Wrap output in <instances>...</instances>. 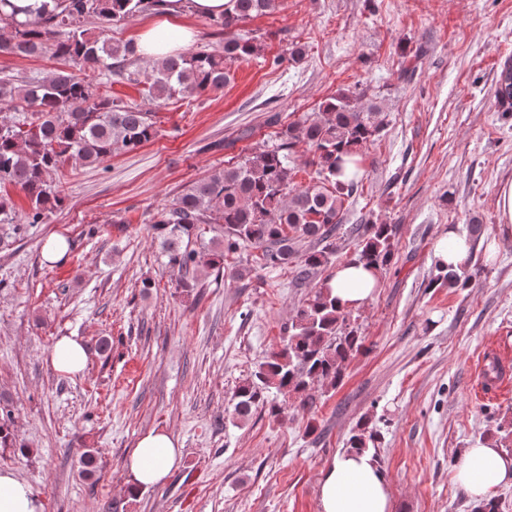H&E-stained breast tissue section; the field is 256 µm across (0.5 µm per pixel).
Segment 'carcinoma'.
<instances>
[{
    "instance_id": "obj_1",
    "label": "carcinoma",
    "mask_w": 512,
    "mask_h": 512,
    "mask_svg": "<svg viewBox=\"0 0 512 512\" xmlns=\"http://www.w3.org/2000/svg\"><path fill=\"white\" fill-rule=\"evenodd\" d=\"M25 21L0 10L11 35L0 39V54L46 55L64 66L37 80L0 82V224L17 233L19 223L41 224L63 205L52 174L68 160L93 166L121 152H132L156 136L152 115L136 106L96 93L73 69H90L124 77L144 86L153 101L216 92L231 79L232 66L255 55V39L237 28L278 10L281 0H231L232 8L213 19L224 31L220 48L169 56L145 70L128 69L139 57L137 46L112 41V26L149 12L155 0H53ZM499 106L512 110V68L501 70L496 90ZM361 95L341 93L322 101L318 111L283 128L264 144L185 188L152 224L167 265L179 275L178 287H196L197 272L224 275V261L243 250L258 251L261 268L294 265L295 278L313 283L336 256V233L344 204L357 191L360 154L384 130L380 107L360 104ZM23 112L13 120L6 112ZM303 142L314 167L310 182L298 187L294 147ZM28 203L24 219L16 217L9 188ZM212 236H204L201 225ZM356 249L347 261L388 269L394 256L392 224H360L349 229ZM468 268H437L431 285L465 288ZM363 338L340 310L322 282L294 312L281 349L266 356L252 377L233 394L234 414L245 419L257 409L276 417L281 408L268 400L270 389L300 399L310 407L320 391L336 388L347 361L359 353ZM380 433L361 423L351 448H369ZM0 447H17L12 410L0 406Z\"/></svg>"
}]
</instances>
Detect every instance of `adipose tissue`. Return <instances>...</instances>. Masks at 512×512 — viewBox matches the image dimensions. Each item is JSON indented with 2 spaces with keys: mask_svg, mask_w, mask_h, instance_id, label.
<instances>
[{
  "mask_svg": "<svg viewBox=\"0 0 512 512\" xmlns=\"http://www.w3.org/2000/svg\"><path fill=\"white\" fill-rule=\"evenodd\" d=\"M202 16H220L230 0H161L157 21L145 25L139 49L154 62L180 52L191 39L181 24L184 4ZM376 274L363 264H339L329 282L337 305L351 311L364 309L375 294ZM180 451L173 437L153 430L136 443L125 468L132 488L162 482L178 465ZM457 482L476 501L484 502L501 487L512 485V454L492 446L464 449L455 461ZM321 512H393V493L368 449L349 448L339 453L323 476L319 489ZM0 512H43L33 488L9 469L0 470Z\"/></svg>",
  "mask_w": 512,
  "mask_h": 512,
  "instance_id": "obj_1",
  "label": "adipose tissue"
}]
</instances>
